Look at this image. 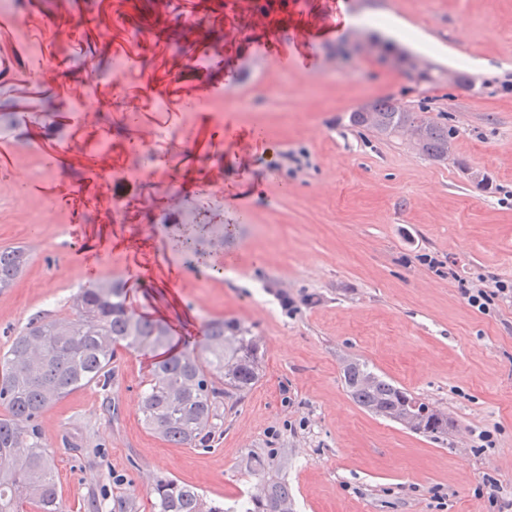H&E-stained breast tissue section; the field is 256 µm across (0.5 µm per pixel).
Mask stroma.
<instances>
[{"label": "stroma", "mask_w": 512, "mask_h": 512, "mask_svg": "<svg viewBox=\"0 0 512 512\" xmlns=\"http://www.w3.org/2000/svg\"><path fill=\"white\" fill-rule=\"evenodd\" d=\"M341 1L357 25L306 55L293 54L290 25L272 46L261 27L237 35L259 0H23L17 20L42 44L39 59L0 29V142L10 150L0 247L33 255L19 286L0 294V353L33 314L68 315L92 278L125 277L132 261L153 266L161 254L177 260L176 225L221 224L228 234L202 246L233 256L235 275L184 267L175 291L127 302L193 337L207 320H239L262 355L259 382L225 395L202 449L143 426L149 360L119 350L110 391L79 389L41 416L65 512H90L94 495L107 512H153L147 469L225 512L272 483L287 485L293 512H512V301L483 312L468 302L485 284L512 286V0H283L279 12L321 27ZM386 17L431 38L397 42L431 65V79L334 53ZM116 58L130 63L118 82ZM204 84L206 115L190 109ZM382 98L446 119L457 131L447 157L352 124ZM86 100L90 126L78 116ZM253 130L264 149L244 141ZM138 135L172 155V170L112 180L110 170L134 163L127 143ZM33 137L58 151L53 167L29 152ZM24 151L33 175L19 200L9 186ZM117 198L127 210L116 222ZM45 203L59 223L21 220L20 206ZM111 222L128 234L151 226L153 250L75 251ZM353 360L447 415V435L358 406L343 378Z\"/></svg>", "instance_id": "stroma-1"}]
</instances>
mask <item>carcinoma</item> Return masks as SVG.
Listing matches in <instances>:
<instances>
[{
  "instance_id": "carcinoma-1",
  "label": "carcinoma",
  "mask_w": 512,
  "mask_h": 512,
  "mask_svg": "<svg viewBox=\"0 0 512 512\" xmlns=\"http://www.w3.org/2000/svg\"><path fill=\"white\" fill-rule=\"evenodd\" d=\"M354 125L391 138L416 125L423 129L421 154L441 159L456 131L443 118L396 110L386 99L372 111L354 112ZM182 226L175 246L189 268L211 265L200 247L202 237ZM30 254L22 247H0V293L9 291L25 271ZM127 291L118 279H101L78 291L72 312L56 317L38 312L0 354V512H64L62 490L54 472L53 452L40 427L52 404L87 386L112 387L118 350L157 353L151 372L141 381L142 421L166 442L208 447L215 436L217 404L229 392L244 393L260 379L258 347L249 330L235 320L210 319L205 324L203 354L176 348L168 325L130 310ZM354 401L363 409L394 421L412 411L414 431L431 437L448 433V421L429 405L354 361L343 372ZM155 512H224L195 487L176 478L156 480L151 489ZM244 512H288V487L270 485L240 505Z\"/></svg>"
}]
</instances>
